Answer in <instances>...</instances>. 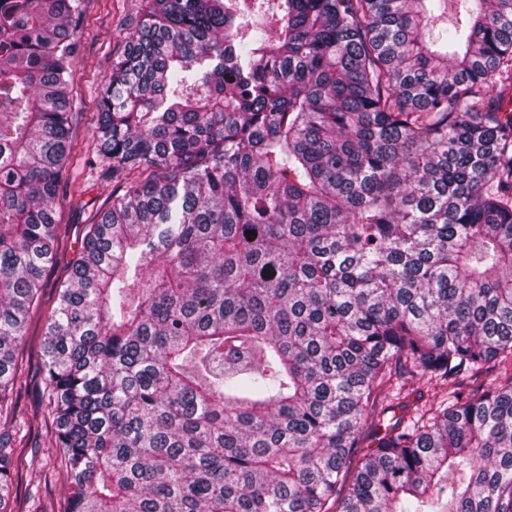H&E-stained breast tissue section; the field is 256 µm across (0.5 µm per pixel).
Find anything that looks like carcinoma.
Listing matches in <instances>:
<instances>
[{
    "label": "carcinoma",
    "instance_id": "1",
    "mask_svg": "<svg viewBox=\"0 0 512 512\" xmlns=\"http://www.w3.org/2000/svg\"><path fill=\"white\" fill-rule=\"evenodd\" d=\"M145 3L44 333L66 512H512V0ZM83 7L0 5V422ZM23 467L0 428V512Z\"/></svg>",
    "mask_w": 512,
    "mask_h": 512
}]
</instances>
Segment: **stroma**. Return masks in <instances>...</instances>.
Returning <instances> with one entry per match:
<instances>
[{"label": "stroma", "mask_w": 512, "mask_h": 512, "mask_svg": "<svg viewBox=\"0 0 512 512\" xmlns=\"http://www.w3.org/2000/svg\"><path fill=\"white\" fill-rule=\"evenodd\" d=\"M143 9L144 0H85L79 54L70 77L75 149L57 199L60 221L68 228V240L46 273L45 298H52L56 289L67 280L81 245L84 226L90 221L89 212L79 205L81 198L95 197L103 203L112 197L111 180L101 178L97 170L86 166L85 161L94 147L99 90ZM47 315L44 308L32 314L19 349V358L29 371V385L20 399L18 418L26 423L30 434L24 450L26 468L16 494L6 504L8 512H62L63 509V476L49 448L53 425L45 412L40 374Z\"/></svg>", "instance_id": "35a3bbf8"}]
</instances>
